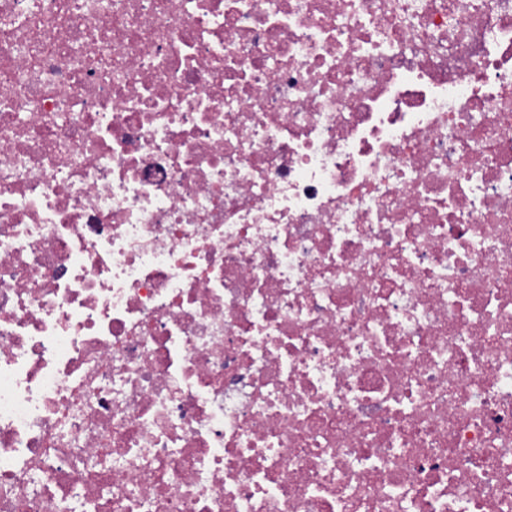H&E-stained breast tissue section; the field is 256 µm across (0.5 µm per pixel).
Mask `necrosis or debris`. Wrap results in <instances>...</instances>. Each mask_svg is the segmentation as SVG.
Instances as JSON below:
<instances>
[{
  "label": "necrosis or debris",
  "instance_id": "obj_1",
  "mask_svg": "<svg viewBox=\"0 0 512 512\" xmlns=\"http://www.w3.org/2000/svg\"><path fill=\"white\" fill-rule=\"evenodd\" d=\"M0 512H512V0H0Z\"/></svg>",
  "mask_w": 512,
  "mask_h": 512
}]
</instances>
